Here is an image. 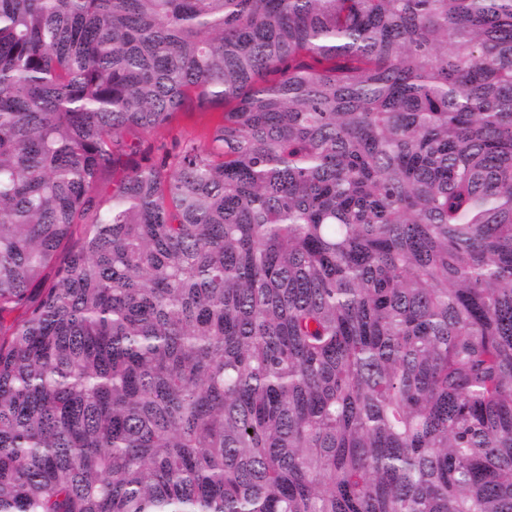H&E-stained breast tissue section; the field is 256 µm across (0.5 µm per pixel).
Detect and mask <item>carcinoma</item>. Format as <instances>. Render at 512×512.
Segmentation results:
<instances>
[{
	"label": "carcinoma",
	"mask_w": 512,
	"mask_h": 512,
	"mask_svg": "<svg viewBox=\"0 0 512 512\" xmlns=\"http://www.w3.org/2000/svg\"><path fill=\"white\" fill-rule=\"evenodd\" d=\"M0 512H512V0H0ZM221 111V109H211L181 113L169 127L159 129L147 138L151 143L165 144L168 148L190 139L203 141L204 133L214 124L219 115L218 112Z\"/></svg>",
	"instance_id": "carcinoma-1"
}]
</instances>
